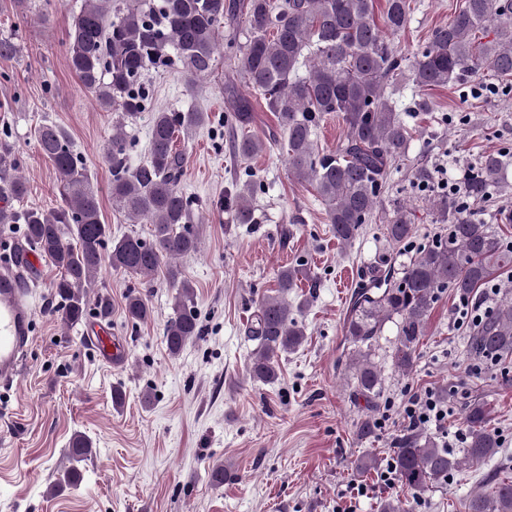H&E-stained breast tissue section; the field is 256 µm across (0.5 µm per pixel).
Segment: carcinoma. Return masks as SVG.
<instances>
[{"instance_id":"1","label":"carcinoma","mask_w":512,"mask_h":512,"mask_svg":"<svg viewBox=\"0 0 512 512\" xmlns=\"http://www.w3.org/2000/svg\"><path fill=\"white\" fill-rule=\"evenodd\" d=\"M411 11V0H385L379 16L375 0H127L122 7L115 0H84L64 43L68 64L99 104L117 113L108 148L113 203L127 223L145 219L151 228L147 237L133 232L112 239L85 163L74 153L67 132L54 124L40 126L38 146L60 177L63 204L51 211L0 208V229L23 225L22 234L14 238L13 253L34 250L56 268L51 288L60 300V321L66 326L83 322L92 300L96 315L109 317L110 300L91 295L107 260L113 269L143 284L166 268L168 283L175 289L174 316L165 328L171 355L200 336L192 305L194 288L174 264L199 245L198 225L190 223L192 200L178 188L186 154L175 142L179 134L204 125L208 116L194 109L151 113L148 155L133 167L128 163L127 128L146 110L145 71L177 61L192 87L225 51L234 73L224 88L232 103L224 122L245 126L250 121L251 102L236 93L241 78L273 112L287 145L288 171L297 181L313 185L336 240L348 246L364 225L377 220L383 223L386 239L398 247L395 256L382 260L371 285L355 293L344 322V350L337 360V366L350 374L356 395L366 402V412L356 423L358 436H373L385 377L371 358V346L383 325L395 323L392 364L408 374L439 295L450 289L460 298L473 297L498 273L512 269V245L506 243L503 229L464 215L452 196L438 194L429 200L447 231L416 248L406 261L403 256L414 234L411 208L400 204L390 215L379 213L386 170L406 156L412 139V128L387 95L403 69L417 86L433 89L462 84L487 68L501 87L512 89V0H462L451 21L433 30L425 49L406 59L384 33L404 30ZM490 26L493 39L480 41L479 34ZM222 28L228 30L224 44L219 42ZM239 32L245 41L237 38ZM304 64L309 73L301 77ZM332 112L340 115L346 133L336 150L321 151L314 129ZM265 147L257 135H245L235 143L244 159ZM9 154L6 148L0 153V189L20 200L27 193L24 179L4 178L15 168ZM505 166L501 155H484L472 170L465 194L478 201L500 192ZM255 191V184L244 183L224 194L219 207L232 223H253ZM303 282L308 293L295 304L288 302V293ZM318 287V277L303 264L279 270L275 294L260 299L245 329L255 344L248 364L252 381L275 382L282 355L297 351L305 341L307 328L299 316ZM124 309L134 323H144L152 315L140 292L126 296ZM467 346L481 361L505 362L512 357L509 295L501 296L495 310L469 328ZM462 420L467 434L458 454L420 427L412 426L396 439L391 467L408 494L416 496L498 453L500 442L486 400L476 396L465 402ZM91 452L87 436L76 433L70 438L67 456L74 466L65 472L68 483L78 481L75 464ZM467 509L512 512V482L473 494Z\"/></svg>"}]
</instances>
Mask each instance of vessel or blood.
<instances>
[{"mask_svg": "<svg viewBox=\"0 0 512 512\" xmlns=\"http://www.w3.org/2000/svg\"><path fill=\"white\" fill-rule=\"evenodd\" d=\"M33 311L17 270L0 267V386L17 382L32 341Z\"/></svg>", "mask_w": 512, "mask_h": 512, "instance_id": "1", "label": "vessel or blood"}]
</instances>
